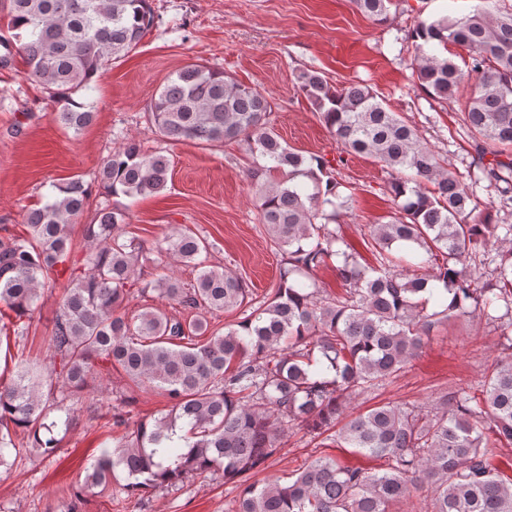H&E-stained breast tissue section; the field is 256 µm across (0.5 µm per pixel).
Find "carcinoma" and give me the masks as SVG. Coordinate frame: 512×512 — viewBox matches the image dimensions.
<instances>
[{"mask_svg":"<svg viewBox=\"0 0 512 512\" xmlns=\"http://www.w3.org/2000/svg\"><path fill=\"white\" fill-rule=\"evenodd\" d=\"M354 2L381 22L392 6V0ZM2 18L0 67L12 66L19 54L25 77L55 103L54 120L76 133L91 122L93 103L73 95L91 90L154 24L150 0H0ZM411 38L417 80L432 98L453 99L465 74L476 76L465 120L478 160L493 156L480 164L484 179L501 206L511 204L512 8L422 21ZM450 45L468 51V72L442 54ZM299 83L347 152L392 170L395 213L370 232L377 265L336 248L340 238L329 225L347 214L349 198L338 191L329 161L282 145L260 91L205 64L185 65L151 98V121L168 141L235 140L262 159L248 176L261 186L260 222L288 255L278 288L203 344L193 337L205 333V321L187 323L151 307L121 316L117 310L135 285L143 296L156 292L209 313L239 307L249 293L242 278L208 264L209 243L187 227L165 238V251L192 265L194 284L185 288L170 275L142 279L144 248L124 237L125 211L98 210L86 226L87 272L70 273L58 302L52 362L19 366L0 387V466L17 451L3 428L27 434L41 456L57 455L55 431L71 427V400L90 387L100 361L173 406L168 416L137 425L103 449L73 492L77 500L110 491L121 475L123 492L135 501L218 475L241 487L234 512H393L422 484L433 488L432 512H512V478L492 464V449L512 444V359L484 376L479 396L457 391L426 413L387 403L342 421L352 395L397 376L424 338L450 320L484 317L512 349V225L469 221L472 188L369 87L335 88L318 71L301 73ZM169 168L163 151L128 139L103 161L97 184L108 196L135 199L164 191ZM274 172L281 178L267 180ZM56 190L25 213L27 237L0 240V304L19 320L67 261L71 226L89 205L91 189L80 179ZM401 248L422 250L441 264L427 277L409 274L392 257ZM333 257L346 289L327 298L313 274ZM475 261L488 267V277L470 269ZM286 423L317 437L331 432L344 447L385 459L388 467L372 472L320 456L286 480L250 482L278 451Z\"/></svg>","mask_w":512,"mask_h":512,"instance_id":"obj_1","label":"carcinoma"}]
</instances>
